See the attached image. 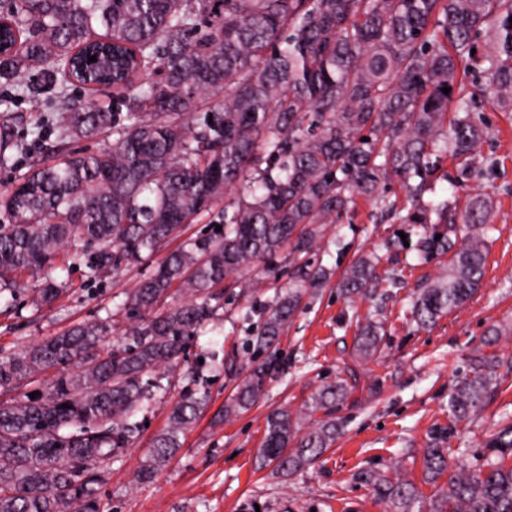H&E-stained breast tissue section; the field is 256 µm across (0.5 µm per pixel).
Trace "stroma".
Masks as SVG:
<instances>
[{
    "mask_svg": "<svg viewBox=\"0 0 512 512\" xmlns=\"http://www.w3.org/2000/svg\"><path fill=\"white\" fill-rule=\"evenodd\" d=\"M56 89L36 88L16 96L7 116L15 133L25 136L40 119L55 117ZM478 114L488 126L481 147L494 159L466 181L463 193L494 197L488 257L479 291L463 306L420 328L410 320L416 288L448 270V255L422 253L411 225L381 216L373 202L357 199L310 254L314 265L328 267L333 280L310 289L288 330L268 351L278 366L261 401L250 409L218 419L258 357L253 339L260 332L261 305L288 286L289 271L249 272L257 287H237L224 295V311L214 327L193 338L186 358L160 375L161 388L132 446L112 461L97 488L101 512H386L371 486L357 475L376 470L414 483V512H428L436 494L424 477L423 450L432 434L448 428V395L479 353L512 355V112L482 101ZM381 258L380 273L402 270V287L389 297L348 301L335 282L362 252ZM154 261L129 267L121 279L71 271L69 289L52 307L36 308L29 295L0 312V355L35 345L78 323L112 317L116 332L129 326L121 306L128 291L151 273ZM382 315L380 352L369 360L355 351L356 323ZM223 350V365L212 351ZM345 380L349 395L336 408L340 426L335 444L313 465L292 476L258 467L257 451L266 415L285 407L305 413L325 384ZM207 391L210 401L182 438V446L155 478L135 482L153 442L168 425L172 404L185 389ZM512 423V374L487 399L471 423L453 433L449 446L454 467L477 468L487 458L485 443L500 426Z\"/></svg>",
    "mask_w": 512,
    "mask_h": 512,
    "instance_id": "stroma-1",
    "label": "stroma"
}]
</instances>
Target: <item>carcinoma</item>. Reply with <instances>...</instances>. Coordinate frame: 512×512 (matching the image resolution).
<instances>
[{
	"instance_id": "carcinoma-1",
	"label": "carcinoma",
	"mask_w": 512,
	"mask_h": 512,
	"mask_svg": "<svg viewBox=\"0 0 512 512\" xmlns=\"http://www.w3.org/2000/svg\"><path fill=\"white\" fill-rule=\"evenodd\" d=\"M0 27V83L25 87L36 72L59 87L60 143L102 137L95 153L60 150L0 191V295L10 305L40 280L36 302L67 291L55 275L60 251L72 265L119 278L161 252L184 225L219 200L222 230L168 252L123 302L132 320L111 342L112 324H78L0 357V389L55 371L41 395L0 402V512H100L97 485L139 433V413L154 399L161 369L175 365L197 329L224 309V290L250 269L288 266V291L264 308L253 345L267 351L304 294L330 271L307 255L355 197L398 213L386 192L395 177L411 198L448 158L452 198L413 205L403 222L421 228L422 252H452L448 277L421 290L410 308L421 325L436 321L479 289L493 209L487 193L457 202L455 188L488 162L487 126L473 116L486 99L512 111V0H7ZM96 61L88 62V58ZM89 91L70 103L67 87ZM109 85L112 106L94 91ZM450 89L449 93L442 88ZM222 101L203 109L204 100ZM23 140L0 124V166ZM444 224L440 239L427 225ZM469 234L457 243L459 226ZM380 258L359 256L340 283L351 299L394 288ZM383 324L359 326L358 351L376 354ZM272 360L255 364L224 415L265 393ZM512 371V356L480 355L448 398L454 424L482 408ZM342 382L318 391L305 433L285 408L266 416L258 452L289 474L312 464L336 440ZM188 390L154 442L136 480L154 478L181 447L206 404ZM448 437L424 449L425 477H444L430 512H512V425L486 444L478 469L451 471ZM390 512H412V483L364 471Z\"/></svg>"
}]
</instances>
